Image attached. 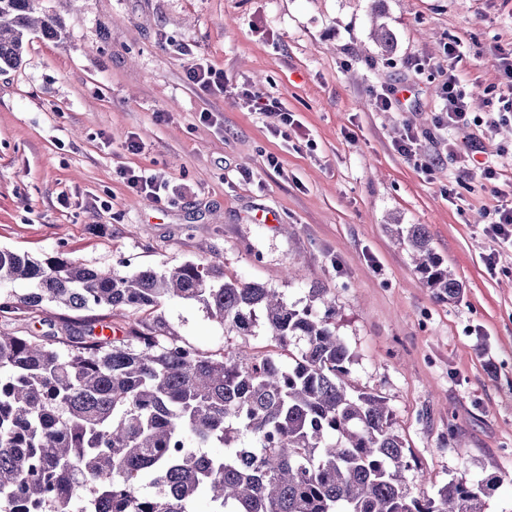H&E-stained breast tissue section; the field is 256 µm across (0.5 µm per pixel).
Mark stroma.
I'll return each instance as SVG.
<instances>
[{"mask_svg":"<svg viewBox=\"0 0 512 512\" xmlns=\"http://www.w3.org/2000/svg\"><path fill=\"white\" fill-rule=\"evenodd\" d=\"M40 5L66 37L30 34L21 65L0 71V248L121 274L216 261L290 303L329 288L349 380L387 399L414 493L464 471L500 476L485 512H512V243L487 217L512 199V120L487 125L488 98L512 94L497 63L512 53V0H384L389 54L370 37L373 0ZM196 59L223 71V91L190 80ZM450 74L470 107L464 127L436 122ZM383 85L407 99L378 110ZM247 89L292 114L290 137ZM409 133L413 161L397 150ZM132 137L142 151L128 150ZM125 168L164 176L168 199L130 189ZM392 224L424 226L465 286L457 302L423 286ZM160 312L208 353L270 345L263 330L226 335L193 302Z\"/></svg>","mask_w":512,"mask_h":512,"instance_id":"stroma-1","label":"stroma"}]
</instances>
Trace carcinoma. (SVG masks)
Segmentation results:
<instances>
[{
	"mask_svg": "<svg viewBox=\"0 0 512 512\" xmlns=\"http://www.w3.org/2000/svg\"><path fill=\"white\" fill-rule=\"evenodd\" d=\"M35 30L58 40L63 23L39 0H0V71L19 65ZM372 38L392 50L387 25ZM397 234L422 284L457 301L463 283L423 225L399 224ZM2 279L31 288L0 295V320L22 315L43 329L0 332V512H83L74 483L97 512H195L200 498L210 512H485L501 484L463 474L435 498L412 492L392 412L350 387L353 354L318 285L299 305L224 278L218 264L120 274L0 248ZM169 298L202 305L233 336L262 325L275 349L190 347L157 314ZM50 303L84 316L48 315ZM215 445L224 452H205ZM145 482L155 491L141 492Z\"/></svg>",
	"mask_w": 512,
	"mask_h": 512,
	"instance_id": "carcinoma-1",
	"label": "carcinoma"
}]
</instances>
